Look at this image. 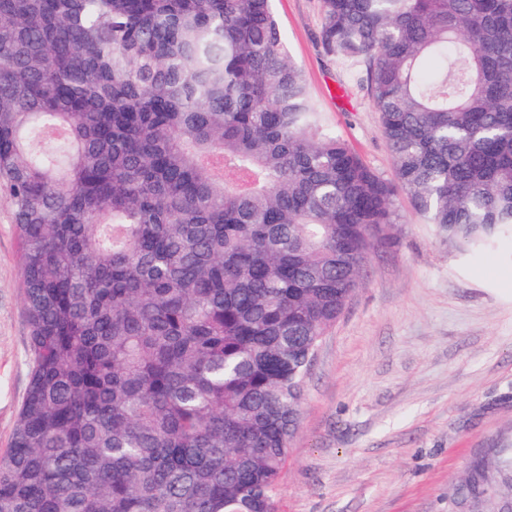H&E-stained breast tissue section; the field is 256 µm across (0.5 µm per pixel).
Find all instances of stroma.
I'll use <instances>...</instances> for the list:
<instances>
[{"mask_svg":"<svg viewBox=\"0 0 512 512\" xmlns=\"http://www.w3.org/2000/svg\"><path fill=\"white\" fill-rule=\"evenodd\" d=\"M326 127L393 179L363 65L322 51L321 0H273ZM364 284L324 336L306 379L278 512H481L474 466L497 476L512 448V238L464 255L397 196ZM14 212L0 192V456L28 384Z\"/></svg>","mask_w":512,"mask_h":512,"instance_id":"35a3bbf8","label":"stroma"}]
</instances>
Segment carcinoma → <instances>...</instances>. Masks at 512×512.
<instances>
[{"label": "carcinoma", "mask_w": 512, "mask_h": 512, "mask_svg": "<svg viewBox=\"0 0 512 512\" xmlns=\"http://www.w3.org/2000/svg\"><path fill=\"white\" fill-rule=\"evenodd\" d=\"M272 0H0L29 381L0 512H277L314 352L395 197L512 236V0H322L395 181L324 125ZM512 484V448L499 451Z\"/></svg>", "instance_id": "1"}]
</instances>
